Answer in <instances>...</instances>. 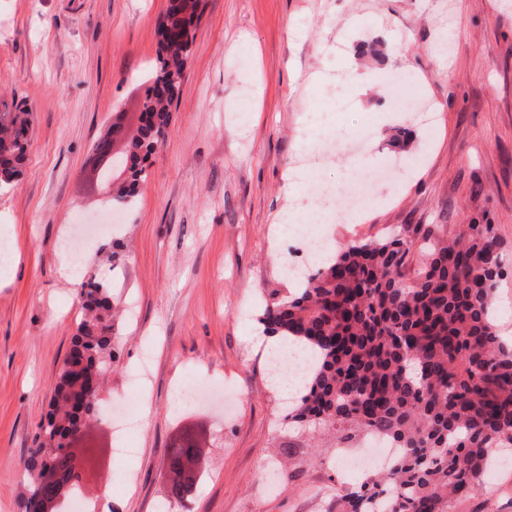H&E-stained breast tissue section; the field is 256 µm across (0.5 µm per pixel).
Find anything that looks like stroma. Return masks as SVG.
I'll use <instances>...</instances> for the list:
<instances>
[{
  "label": "stroma",
  "mask_w": 512,
  "mask_h": 512,
  "mask_svg": "<svg viewBox=\"0 0 512 512\" xmlns=\"http://www.w3.org/2000/svg\"><path fill=\"white\" fill-rule=\"evenodd\" d=\"M204 4L166 138L116 216L85 161L114 121L136 126L168 0H0V102L24 101L34 114L23 173L0 190V232L14 252L0 275V512H21L26 462L80 318L58 247L104 220L109 233L68 254L115 304L135 308L118 327L100 403L118 409L135 396L131 372L144 360L151 385L136 455H115L108 418L91 423L82 445L104 477L80 512L107 483L114 512H158L167 452L187 435L203 444L189 512H336L337 486L364 479L331 449L283 470L285 452L304 455L309 440L283 423L257 345L261 307L294 289L284 265L318 266L276 222L307 193L301 147L329 191L332 214L314 223L329 240L378 239L406 224L437 225L451 240L463 225H495L505 265L495 319L512 337V0ZM356 70L366 82L351 85L348 111L308 142L327 85ZM393 71L424 86L432 126L389 109L383 80ZM367 121L373 136L357 141ZM367 173L379 177L374 198L351 212L349 188ZM196 377L223 399L171 411L177 385ZM492 479L494 489L450 512H512V463Z\"/></svg>",
  "instance_id": "1"
}]
</instances>
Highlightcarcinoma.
I'll return each instance as SVG.
<instances>
[{
	"label": "carcinoma",
	"mask_w": 512,
	"mask_h": 512,
	"mask_svg": "<svg viewBox=\"0 0 512 512\" xmlns=\"http://www.w3.org/2000/svg\"><path fill=\"white\" fill-rule=\"evenodd\" d=\"M200 0H170L179 28H158V66L145 92L149 116L129 143L124 175L112 176V204L126 206L146 181V162L163 143L175 96L182 93ZM32 112L0 113V188L13 185L27 159ZM423 261L409 275L415 242ZM502 254L492 224H469L449 242L417 224L379 240L340 243L300 288L266 304L258 322L268 336L314 353L296 406L284 416L311 439L351 443L373 432L399 450L380 475L336 495V512H448L484 486L492 455L512 448V345L499 336L493 297ZM84 310L55 379L51 410L30 458L24 501L42 494L40 452L99 412L84 380L116 360V315L109 286L81 280Z\"/></svg>",
	"instance_id": "carcinoma-1"
}]
</instances>
